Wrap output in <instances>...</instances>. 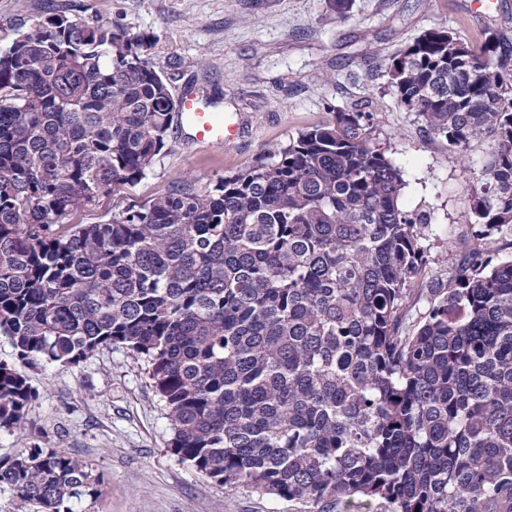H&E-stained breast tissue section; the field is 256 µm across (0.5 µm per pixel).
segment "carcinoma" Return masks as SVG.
<instances>
[{
  "label": "carcinoma",
  "mask_w": 512,
  "mask_h": 512,
  "mask_svg": "<svg viewBox=\"0 0 512 512\" xmlns=\"http://www.w3.org/2000/svg\"><path fill=\"white\" fill-rule=\"evenodd\" d=\"M51 15L0 52V335L29 363L103 348L144 362L170 447L234 490L309 512H512V42L448 28L391 69L400 106L460 150L490 141L465 258L423 281V214L360 112L338 110L200 190L184 180L102 224L62 221L134 185L175 102L118 25ZM428 298L407 322L412 292ZM38 392L0 363V429ZM102 476L34 445L0 458V492L76 512Z\"/></svg>",
  "instance_id": "cac0c4a2"
}]
</instances>
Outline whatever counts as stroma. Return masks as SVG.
Masks as SVG:
<instances>
[{
  "instance_id": "stroma-1",
  "label": "stroma",
  "mask_w": 512,
  "mask_h": 512,
  "mask_svg": "<svg viewBox=\"0 0 512 512\" xmlns=\"http://www.w3.org/2000/svg\"><path fill=\"white\" fill-rule=\"evenodd\" d=\"M58 13L116 24L151 41L150 61L173 93L209 97V109L237 123L224 149L187 148L172 130L166 151L136 185H116L64 224H99L113 210L142 205L190 180L207 187L256 165L333 110L364 113L406 183L404 208L431 221L421 244L427 279L439 286L468 252V216L489 159L485 142L449 147L398 103L388 71L424 31L445 27L468 46L495 34L512 42V0H353L337 17L329 0H0V50L20 25ZM0 362L39 392L24 430H0V458L55 448L92 464L103 483L77 512H307L300 501L230 491L181 463L145 365L122 348L76 366L20 360L0 336Z\"/></svg>"
}]
</instances>
